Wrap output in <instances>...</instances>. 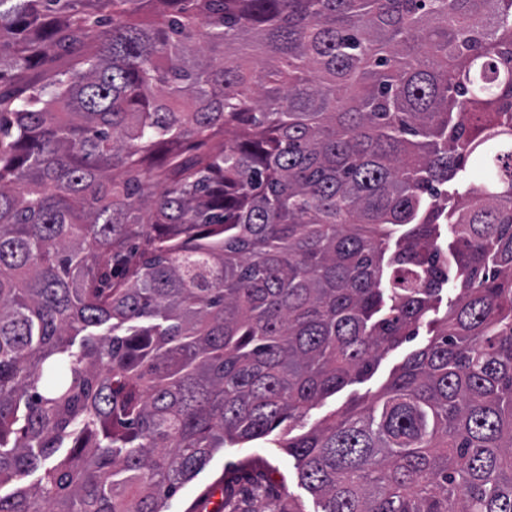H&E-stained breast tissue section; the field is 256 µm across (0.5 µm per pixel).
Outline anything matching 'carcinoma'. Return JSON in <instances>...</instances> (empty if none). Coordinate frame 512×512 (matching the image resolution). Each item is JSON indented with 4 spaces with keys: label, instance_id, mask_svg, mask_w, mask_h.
<instances>
[{
    "label": "carcinoma",
    "instance_id": "cac0c4a2",
    "mask_svg": "<svg viewBox=\"0 0 512 512\" xmlns=\"http://www.w3.org/2000/svg\"><path fill=\"white\" fill-rule=\"evenodd\" d=\"M3 85L0 512L262 440L321 512H512V0H0ZM429 337L426 323L424 322L420 326L419 334L415 340L386 354L378 362L370 377L361 382L347 386L335 396L326 399L321 407L312 410L310 417H308L306 428L301 432L307 431L319 419L328 415L330 412L346 407L352 400H361L380 390L391 377L393 371L403 362L407 354L419 345L426 343Z\"/></svg>",
    "mask_w": 512,
    "mask_h": 512
}]
</instances>
